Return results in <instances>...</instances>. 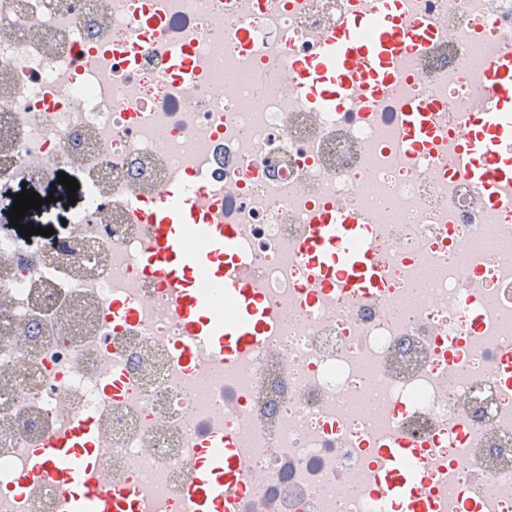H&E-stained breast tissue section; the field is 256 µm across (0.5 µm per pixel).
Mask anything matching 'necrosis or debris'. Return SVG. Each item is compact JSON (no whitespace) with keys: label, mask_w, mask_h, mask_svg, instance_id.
Listing matches in <instances>:
<instances>
[{"label":"necrosis or debris","mask_w":512,"mask_h":512,"mask_svg":"<svg viewBox=\"0 0 512 512\" xmlns=\"http://www.w3.org/2000/svg\"><path fill=\"white\" fill-rule=\"evenodd\" d=\"M426 20L435 47L399 65L386 91L343 111L313 109L294 82L322 32L367 0H0V123L14 138L0 185L68 169L85 200L62 247L0 231V512H66L51 479L13 492L15 477L54 432L76 421L100 433L104 483L145 512H187L183 495L199 443L236 440L258 481L235 512H393L375 489L377 449L401 437L423 448L435 512L448 502L512 512V204L490 206L458 172L455 129L428 155L402 158L405 99L472 111L486 80L475 45L512 49V0H400ZM251 32L241 46L239 26ZM189 44L188 85L166 79ZM228 68L270 75L216 88ZM222 189L248 272L278 327L249 356L196 366L162 283L145 271L150 204L183 174ZM345 202L372 232L380 293L333 291L309 301L313 274L297 257L308 216ZM496 226L498 252L471 250ZM435 275L421 279L423 266ZM134 320L110 322L112 302ZM481 307L472 326L468 302ZM464 345L448 353V337ZM496 491L484 497L482 481Z\"/></svg>","instance_id":"necrosis-or-debris-1"}]
</instances>
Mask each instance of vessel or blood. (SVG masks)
Instances as JSON below:
<instances>
[{
  "label": "vessel or blood",
  "instance_id": "vessel-or-blood-1",
  "mask_svg": "<svg viewBox=\"0 0 512 512\" xmlns=\"http://www.w3.org/2000/svg\"><path fill=\"white\" fill-rule=\"evenodd\" d=\"M433 34L424 21H409L396 0H374L365 13L345 17L322 34L317 53L297 61L303 92L320 109L339 110L352 99L380 94L395 78L397 59L428 46ZM167 76L187 82L194 76L187 49L170 56ZM491 102L459 116L441 105L410 99L403 104L401 136L404 149L426 154L446 126L456 127L455 148L463 176L484 188L488 197H512V50L493 57L488 68ZM214 183L194 176L165 187L145 219L148 244L144 267L165 286L168 301L185 337L179 347L191 363L196 345L208 344L218 354L234 356L256 347L272 317L258 290L242 279L247 257L235 225L213 205ZM298 252L319 281L355 293H375L383 274L373 262L366 225L350 208L338 205L312 215ZM235 310L224 323L209 315L224 298ZM99 433L88 423L62 435H49L37 450L29 480L49 477L67 492L66 512H128L130 497L108 489L98 471L83 458V447ZM203 465L194 467L186 487L192 512H232V495L247 479V462L223 438L204 443ZM385 466L378 477L381 491L401 505V512H424L419 496L423 451L404 439L383 449Z\"/></svg>",
  "mask_w": 512,
  "mask_h": 512
}]
</instances>
